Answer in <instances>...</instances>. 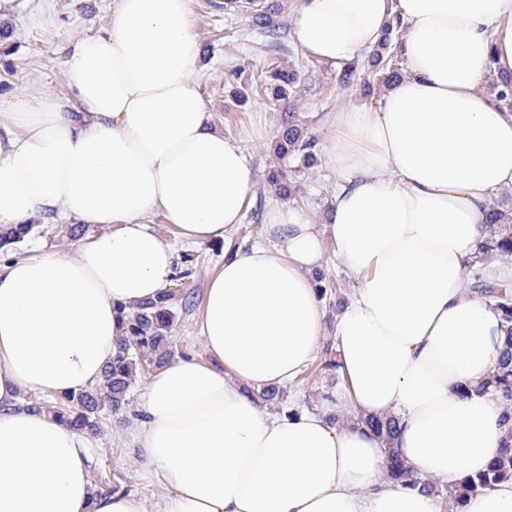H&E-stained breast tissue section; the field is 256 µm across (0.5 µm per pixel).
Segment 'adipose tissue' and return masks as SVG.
<instances>
[{
	"instance_id": "ef3b65f1",
	"label": "adipose tissue",
	"mask_w": 512,
	"mask_h": 512,
	"mask_svg": "<svg viewBox=\"0 0 512 512\" xmlns=\"http://www.w3.org/2000/svg\"><path fill=\"white\" fill-rule=\"evenodd\" d=\"M400 16L406 69L377 109L332 121L341 172L323 223L269 212V244L225 256L204 290L207 359L155 370L136 437L169 481L158 512H512V478L464 503L392 482L361 422L395 415L406 466L454 486L507 437L491 385L499 312L464 285L488 201L512 187V112L481 91L512 73V0H296L293 36L339 64ZM70 94L0 107V225L53 215L95 227L75 255H0V512H146L93 481L89 438L30 395L98 384L122 310L171 283L172 237L219 241L254 200L255 170L214 128L194 76L189 0H112V25L62 45ZM162 212L169 227L148 226ZM361 285L336 318L343 391L323 412L269 413L257 396L294 381L324 332L312 274L326 255ZM350 406L354 422L330 421Z\"/></svg>"
}]
</instances>
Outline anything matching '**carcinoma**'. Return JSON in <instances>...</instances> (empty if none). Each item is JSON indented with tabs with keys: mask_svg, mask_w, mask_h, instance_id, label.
Wrapping results in <instances>:
<instances>
[{
	"mask_svg": "<svg viewBox=\"0 0 512 512\" xmlns=\"http://www.w3.org/2000/svg\"><path fill=\"white\" fill-rule=\"evenodd\" d=\"M251 27L263 31L272 38L278 37L277 27L270 25L266 15L254 12L249 16ZM400 19L389 25L379 47L362 63L346 64L337 73V88L346 90L362 86L365 94L373 88L387 86L400 75L393 63L394 41ZM300 74L294 69L277 67L267 72L259 84V92L271 95L277 101L288 102L297 95ZM492 91L496 92L498 105L512 108V75H496L492 78ZM273 155L278 160L292 157L304 166L318 162V143L315 135L301 122L297 112H284ZM489 233L472 259L471 268L480 269L493 257L512 255V210L500 206L489 208ZM88 231L86 224H24L19 227H0V248L4 254L16 256L20 245L32 235L62 238L70 242L81 239ZM194 255L184 254L177 263L170 287L154 300L144 301L125 313L126 336L121 338L117 356L107 366L103 381L78 392L64 394L53 400H44L35 408H47L70 423L79 431L96 434L104 428L106 413H119L128 405L132 388L146 371L158 368L175 358L176 349L173 332L182 315L190 311L193 292L186 291L184 282L194 271ZM471 291L483 301L497 308L505 327V345L499 360L498 384L505 397L512 398V293L503 288L499 280L476 274L467 280ZM364 422L388 445L389 477L408 486L418 487L437 495L445 494L452 501L491 486L493 483L512 477V445L507 443L499 449L490 469L474 478L466 479L455 489L443 488L427 477L413 475L404 464L398 449L394 448L397 433L396 420L392 416H370Z\"/></svg>",
	"mask_w": 512,
	"mask_h": 512,
	"instance_id": "carcinoma-1",
	"label": "carcinoma"
}]
</instances>
